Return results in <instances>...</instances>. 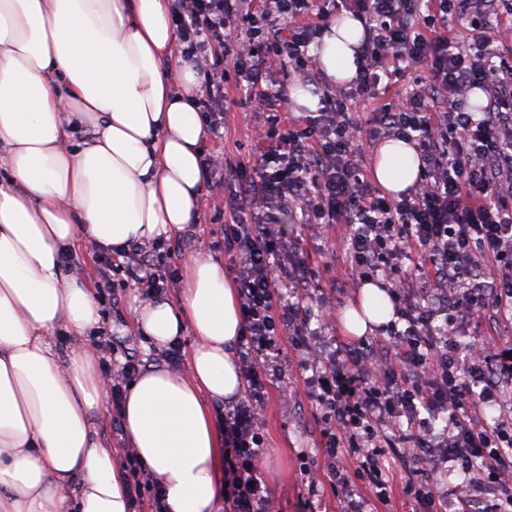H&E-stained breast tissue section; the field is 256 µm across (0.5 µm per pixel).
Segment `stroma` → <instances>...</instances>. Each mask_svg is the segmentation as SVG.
<instances>
[{
  "instance_id": "1",
  "label": "stroma",
  "mask_w": 512,
  "mask_h": 512,
  "mask_svg": "<svg viewBox=\"0 0 512 512\" xmlns=\"http://www.w3.org/2000/svg\"><path fill=\"white\" fill-rule=\"evenodd\" d=\"M224 94L232 106L224 115L219 132L211 134L203 148L204 153L224 152L231 163L254 165L257 148L254 129L266 119V114L240 100L233 76L224 78ZM237 175H229L224 193L209 198L207 206L199 210L197 223L162 239L159 253L171 277L167 298H176L183 276V263L194 253L203 251L223 255L220 228L231 222L225 210V197L232 194L238 184ZM281 227L286 239H303L302 261L322 281L339 279L338 291L327 289L314 293L305 304L310 331L336 340H344L339 321L323 322L321 311L325 307L342 310L353 299L360 282L350 278V266L340 246L331 241L309 237L300 208L294 207L284 215ZM71 258L66 272H74L99 289L100 323L98 331L87 336L86 342L94 355H101L105 340L114 334L129 338L130 346L141 365L167 364L164 349L152 346L145 338L135 335L133 321L145 301L123 267L110 271L101 269V253L94 246L80 244L68 249ZM285 362L284 379L273 382L268 398L261 432L264 444L259 458V469L269 480L278 512H338L340 504L327 476L324 457L321 413L308 397L306 371L301 368L303 354L289 342H282ZM385 466L393 476L388 490L389 503L382 512H415L417 504L409 493L410 487L441 481L440 472L424 463H406L393 455H386ZM319 476L316 489H309L303 480L305 470Z\"/></svg>"
}]
</instances>
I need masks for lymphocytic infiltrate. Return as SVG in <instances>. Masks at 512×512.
<instances>
[{
  "instance_id": "f902f5d3",
  "label": "lymphocytic infiltrate",
  "mask_w": 512,
  "mask_h": 512,
  "mask_svg": "<svg viewBox=\"0 0 512 512\" xmlns=\"http://www.w3.org/2000/svg\"><path fill=\"white\" fill-rule=\"evenodd\" d=\"M343 10L365 26L350 90L323 93L314 112L268 115L256 132L255 174L239 181L229 204L239 219L224 227V252L239 286L248 394L219 414L224 504L227 512H276L258 461L285 323L305 353L327 473L345 512H367L366 488L385 489L388 453L444 474L417 491L423 512H469L468 496L448 480L460 468L484 474L491 512H512V481L497 480L512 471V412L500 400L512 384V348L476 342L462 352L457 340L479 315L512 322V54L500 52L512 44V0H176L174 17L181 56L206 88L199 108L218 117L229 105L226 69L260 106L283 96L274 68L314 78L310 46ZM476 89L486 96L479 112L468 108ZM366 97L381 106L364 113ZM391 135L413 142L421 159L415 188L398 199L381 195L364 169L365 141ZM292 203L313 234L342 245L351 270L391 276L407 261L418 271L391 276L398 321L388 336L341 343L330 356L312 340L302 243L279 231ZM127 270L145 297L168 286L150 252L134 254ZM125 458L131 496L148 512H166L146 465L133 452Z\"/></svg>"
}]
</instances>
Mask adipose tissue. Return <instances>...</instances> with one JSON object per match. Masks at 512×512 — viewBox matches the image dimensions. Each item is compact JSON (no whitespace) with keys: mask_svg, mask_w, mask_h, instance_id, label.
Instances as JSON below:
<instances>
[{"mask_svg":"<svg viewBox=\"0 0 512 512\" xmlns=\"http://www.w3.org/2000/svg\"><path fill=\"white\" fill-rule=\"evenodd\" d=\"M364 26L336 20L317 52L338 86L357 72ZM169 0H0V512H130L114 451L97 428L109 391L82 342L99 323L87 281L64 272L77 242L123 249L196 223L208 131ZM86 128L73 141V127ZM410 141L380 142L372 175L396 196L417 181ZM391 298L367 281L341 316L374 333ZM72 340L53 342L57 327ZM135 330L163 347L193 333L186 368L151 366L122 403L124 434L165 494L168 512H217L224 434L215 410L244 380L243 332L224 261L189 256L177 299L142 307Z\"/></svg>","mask_w":512,"mask_h":512,"instance_id":"1","label":"adipose tissue"}]
</instances>
